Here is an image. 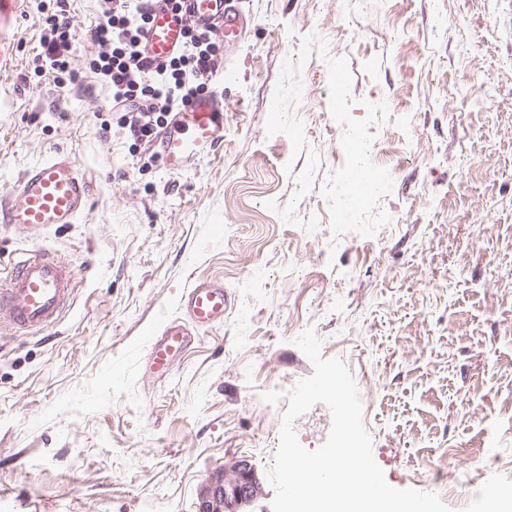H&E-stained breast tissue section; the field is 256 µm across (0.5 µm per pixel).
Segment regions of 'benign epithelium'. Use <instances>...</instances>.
Here are the masks:
<instances>
[{"mask_svg":"<svg viewBox=\"0 0 512 512\" xmlns=\"http://www.w3.org/2000/svg\"><path fill=\"white\" fill-rule=\"evenodd\" d=\"M261 495L255 471L246 461H237L206 487L198 512H240L242 506Z\"/></svg>","mask_w":512,"mask_h":512,"instance_id":"obj_1","label":"benign epithelium"}]
</instances>
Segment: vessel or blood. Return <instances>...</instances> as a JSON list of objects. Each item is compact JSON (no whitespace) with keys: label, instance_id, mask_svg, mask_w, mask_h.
<instances>
[{"label":"vessel or blood","instance_id":"obj_1","mask_svg":"<svg viewBox=\"0 0 512 512\" xmlns=\"http://www.w3.org/2000/svg\"><path fill=\"white\" fill-rule=\"evenodd\" d=\"M187 16L180 19L156 12L146 33L151 60H162L181 45L185 20L216 27L219 37L236 41L244 24L232 0H186ZM224 138V88L193 99L174 112L161 139L166 169L173 174L196 167L209 158ZM90 183L68 157L55 155L27 168L12 197L0 198V224L11 225L29 237H40L55 224H73L88 207ZM75 270L48 247L26 250L14 260L8 279L0 280V330L27 334L52 328L72 301ZM183 305L190 326L162 321L149 340L147 368L162 378L170 372V357L190 343L191 328L219 329L231 305L223 283L196 282Z\"/></svg>","mask_w":512,"mask_h":512}]
</instances>
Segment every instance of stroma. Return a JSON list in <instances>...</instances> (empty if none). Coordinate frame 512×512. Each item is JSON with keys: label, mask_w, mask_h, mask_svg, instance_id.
I'll return each instance as SVG.
<instances>
[{"label": "stroma", "mask_w": 512, "mask_h": 512, "mask_svg": "<svg viewBox=\"0 0 512 512\" xmlns=\"http://www.w3.org/2000/svg\"><path fill=\"white\" fill-rule=\"evenodd\" d=\"M40 0L0 16V197L68 156L90 182L77 223L41 239L0 224V275L42 244L74 267L50 331L0 334V512H197L210 481L247 461L265 480L287 391L312 375L294 340L313 329L363 403L394 488L487 512L512 493V0H239L246 35L219 42L224 140L169 173L158 143L102 133L111 97L87 63L97 0H69L74 82L31 75ZM301 69L294 153L266 122L285 59ZM346 58L350 114L383 101L374 164L393 187L370 248L334 238L323 190L345 159L326 58ZM233 72L222 82L221 71ZM197 280L223 282L222 329L195 331L169 377L147 372L161 317L186 320Z\"/></svg>", "instance_id": "stroma-1"}]
</instances>
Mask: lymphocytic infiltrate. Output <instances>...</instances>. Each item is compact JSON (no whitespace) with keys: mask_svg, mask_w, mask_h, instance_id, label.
<instances>
[{"mask_svg":"<svg viewBox=\"0 0 512 512\" xmlns=\"http://www.w3.org/2000/svg\"><path fill=\"white\" fill-rule=\"evenodd\" d=\"M42 21L36 75L52 73L57 83L72 77L69 52L76 34L68 0H52ZM100 19L88 35L98 48L89 70L112 94L118 127L134 141L151 143L172 112L207 93L206 81L217 69L219 37L210 27L187 23L181 49L170 58L151 61L144 34L156 10L181 11L183 0H99Z\"/></svg>","mask_w":512,"mask_h":512,"instance_id":"f902f5d3","label":"lymphocytic infiltrate"}]
</instances>
